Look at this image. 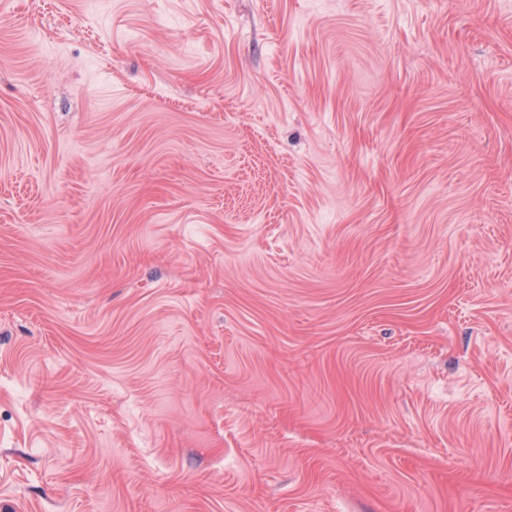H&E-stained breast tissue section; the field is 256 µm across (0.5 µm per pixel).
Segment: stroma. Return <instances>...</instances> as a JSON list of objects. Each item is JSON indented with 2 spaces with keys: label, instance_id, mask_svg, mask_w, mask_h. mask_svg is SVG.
Returning <instances> with one entry per match:
<instances>
[{
  "label": "stroma",
  "instance_id": "35a3bbf8",
  "mask_svg": "<svg viewBox=\"0 0 512 512\" xmlns=\"http://www.w3.org/2000/svg\"><path fill=\"white\" fill-rule=\"evenodd\" d=\"M0 512H512V0H0Z\"/></svg>",
  "mask_w": 512,
  "mask_h": 512
}]
</instances>
